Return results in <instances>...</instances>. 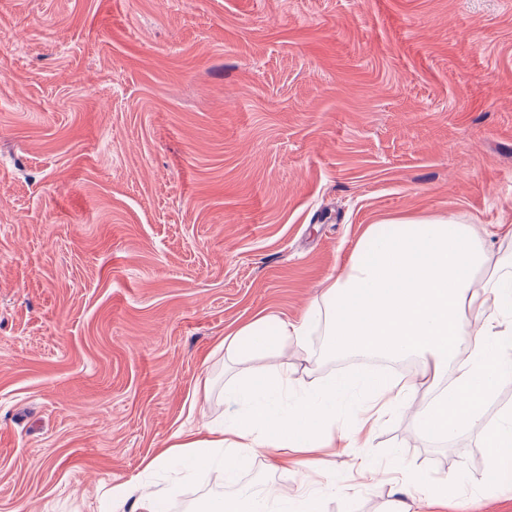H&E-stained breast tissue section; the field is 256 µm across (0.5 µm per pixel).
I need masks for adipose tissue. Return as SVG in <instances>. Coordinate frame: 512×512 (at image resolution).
<instances>
[{"label": "adipose tissue", "instance_id": "adipose-tissue-1", "mask_svg": "<svg viewBox=\"0 0 512 512\" xmlns=\"http://www.w3.org/2000/svg\"><path fill=\"white\" fill-rule=\"evenodd\" d=\"M324 286L326 334L336 353L390 362L412 357L418 371L350 372L310 389L287 370H254L224 386L241 412L219 425L175 432L169 457L216 472L227 485L261 448L269 469L293 462L312 470L323 436L336 430L337 412L353 414V435L363 437L368 425L403 408L423 386L432 396L416 422L426 435L444 440L467 428L481 434L492 462L512 458V408L491 425L481 413L493 382L512 372V271L491 261L472 225L453 217L369 225L343 273ZM312 319L309 312L294 322L262 316L229 332L220 346L227 358L242 361L290 343L301 347ZM323 490L318 480L294 496L265 488L222 497L213 512H317ZM160 498L146 484H121L110 512H157Z\"/></svg>", "mask_w": 512, "mask_h": 512}]
</instances>
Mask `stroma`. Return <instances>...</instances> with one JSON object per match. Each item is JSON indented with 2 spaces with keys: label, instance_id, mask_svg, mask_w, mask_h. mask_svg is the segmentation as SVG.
<instances>
[{
  "label": "stroma",
  "instance_id": "35a3bbf8",
  "mask_svg": "<svg viewBox=\"0 0 512 512\" xmlns=\"http://www.w3.org/2000/svg\"><path fill=\"white\" fill-rule=\"evenodd\" d=\"M402 215L457 217L512 261V0H0V512H108L134 479L159 512H204L214 474L144 466L238 412L226 381L367 361L321 324L256 363L218 343L320 304L365 228ZM428 399L368 448L323 449L325 472L374 466L323 512H390L394 454L461 479L415 512H512V463L422 433ZM311 478L260 454L237 488Z\"/></svg>",
  "mask_w": 512,
  "mask_h": 512
}]
</instances>
